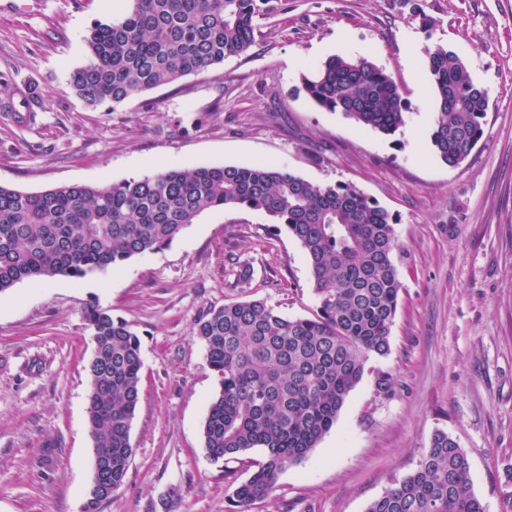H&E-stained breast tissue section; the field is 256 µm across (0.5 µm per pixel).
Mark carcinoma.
Returning <instances> with one entry per match:
<instances>
[{
  "mask_svg": "<svg viewBox=\"0 0 512 512\" xmlns=\"http://www.w3.org/2000/svg\"><path fill=\"white\" fill-rule=\"evenodd\" d=\"M94 22L87 60L69 79L91 106L114 107L180 78L216 69L255 42V19L273 0H128ZM433 88L430 144L450 168L483 135L487 91L441 44L423 48ZM321 108L392 134L404 125L397 82L365 57L332 56L303 76ZM260 211L301 245L317 309L289 317L262 300L211 307L195 333L217 381L202 426L214 461L260 448L226 512L266 499L279 475L301 462L336 422L373 355L390 350L402 288L396 220L355 187L321 185L274 165L170 166L111 185H64L29 193L0 185V293L32 278H83L168 246L211 209ZM95 360L85 367L94 452L110 460L120 487L132 456L141 400V343L130 325L97 305L85 311ZM457 442L435 434L417 469L366 512H486L472 492Z\"/></svg>",
  "mask_w": 512,
  "mask_h": 512,
  "instance_id": "cac0c4a2",
  "label": "carcinoma"
}]
</instances>
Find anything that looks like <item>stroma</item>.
Instances as JSON below:
<instances>
[{
  "label": "stroma",
  "mask_w": 512,
  "mask_h": 512,
  "mask_svg": "<svg viewBox=\"0 0 512 512\" xmlns=\"http://www.w3.org/2000/svg\"><path fill=\"white\" fill-rule=\"evenodd\" d=\"M125 6L0 0V75L35 93L25 123L0 112L1 185L34 193L172 165L275 164L352 185L397 221L402 288L388 354L369 358L317 448L248 512H366L438 432L466 452L487 512H512V0H278L246 53L108 112L68 80L94 21ZM433 43L489 97L483 136L455 168L430 144L422 49ZM334 55L367 57L393 77L408 102L404 126L363 128L305 94L303 74ZM242 264L250 283L237 280ZM254 299L290 317L317 308L299 242L244 208L207 211L119 267L0 294V512H83L92 303L132 326L143 360L129 470L101 512H224L248 471L203 451L217 384L194 326L209 307ZM382 374L393 383L386 393L375 385Z\"/></svg>",
  "instance_id": "1"
}]
</instances>
